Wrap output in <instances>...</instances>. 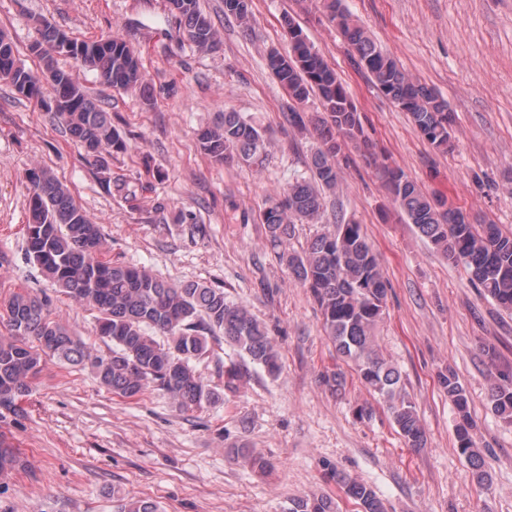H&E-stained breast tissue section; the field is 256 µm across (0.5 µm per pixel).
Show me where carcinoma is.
Listing matches in <instances>:
<instances>
[{
	"mask_svg": "<svg viewBox=\"0 0 512 512\" xmlns=\"http://www.w3.org/2000/svg\"><path fill=\"white\" fill-rule=\"evenodd\" d=\"M167 2L187 40L202 51L217 48V30L199 0ZM322 6L352 47L354 64L366 70L373 84L410 114L430 145L447 149L451 127L447 101L414 81L391 55L379 49L352 21L343 0H323ZM251 15V0H224L225 17L246 25ZM39 31L41 39L31 46V52L43 62L40 75L18 62L11 42L0 32V72H14L6 85L57 117L86 158L107 172L109 159L126 152L127 143L112 126L108 113L70 71L58 66L57 58H70L96 70L115 90L138 89L150 102L153 93L139 59L121 37L72 39L71 50L66 51L59 47L63 37L59 30L41 21ZM267 65L292 101L304 104L315 93L322 107L313 114L288 112V125L298 129L312 126L320 144L309 167L310 177L288 185L264 208L261 222L269 242L280 249L279 260L294 280L309 289L318 303L327 339L352 363L360 382L387 403L405 444L421 448L426 435L415 404L402 393L399 371L383 357L376 342L375 331L386 314L389 281L362 225L340 216L334 229L316 235L300 253L288 250V239L295 224L316 223L325 213V192L339 183V154L346 142L373 160L404 222L414 225L449 263L463 265L485 295L510 310L512 232H504L496 224L473 223L461 209L424 193L401 169L386 163L365 132L347 87L307 38L291 41L286 55L270 50ZM198 141L204 154L216 163L243 161L259 166L263 162V130L238 112H226L220 124L200 130ZM27 181L28 259L69 298L99 312L98 334L112 343V348L106 354H91L85 343L50 317L49 298L13 293L0 304V319L8 328V335L0 336V412L16 411L48 358L61 366H90L102 386L124 398H136L153 387L168 393L183 409L215 402L226 391L237 392L247 377L235 364L225 367L220 392L197 371L196 361L210 353L209 338L217 331L269 375L280 372L279 352L266 328L246 308L227 301L224 290L198 282L173 285L142 267L102 259L101 227L73 201L68 189L43 168L29 170ZM105 185L128 200L136 199L122 177L109 176ZM438 381L455 409L457 450L482 486L488 474L473 438L466 389L451 368L439 372ZM490 401L496 416L512 423L511 373H499ZM235 454L254 470L269 466L264 457L248 448H237ZM22 465L17 449L0 441V473ZM325 475L360 506V512H386L384 502L366 484L330 466ZM116 512H158V506L148 500L123 499ZM289 512H338V503L329 497H300L292 500Z\"/></svg>",
	"mask_w": 512,
	"mask_h": 512,
	"instance_id": "cac0c4a2",
	"label": "carcinoma"
}]
</instances>
